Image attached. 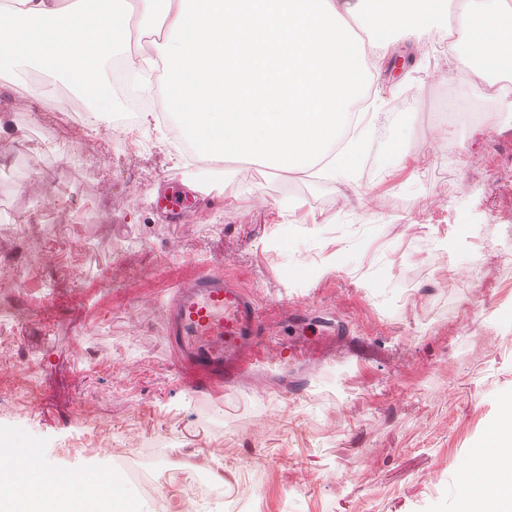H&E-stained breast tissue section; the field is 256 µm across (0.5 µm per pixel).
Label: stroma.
Here are the masks:
<instances>
[{"label":"stroma","mask_w":512,"mask_h":512,"mask_svg":"<svg viewBox=\"0 0 512 512\" xmlns=\"http://www.w3.org/2000/svg\"><path fill=\"white\" fill-rule=\"evenodd\" d=\"M472 81L435 33L393 40L347 177L196 166L151 65L126 78L134 153L105 114L60 143L48 95L92 112L63 79L0 80V445L60 474L156 459L157 512L200 476L202 512H461L460 465L512 397V106ZM162 180L219 199L170 224ZM202 267L263 313L264 361L219 398L166 336L169 287ZM84 432L98 451L65 450Z\"/></svg>","instance_id":"35a3bbf8"}]
</instances>
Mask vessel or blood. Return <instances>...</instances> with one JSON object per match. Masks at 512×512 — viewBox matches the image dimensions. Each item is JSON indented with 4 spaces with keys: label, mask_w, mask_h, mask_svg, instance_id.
<instances>
[{
    "label": "vessel or blood",
    "mask_w": 512,
    "mask_h": 512,
    "mask_svg": "<svg viewBox=\"0 0 512 512\" xmlns=\"http://www.w3.org/2000/svg\"><path fill=\"white\" fill-rule=\"evenodd\" d=\"M194 192L171 189L158 197L159 207L178 215L190 209ZM262 313L251 294L213 269L175 284L167 304V336L186 373L191 389L226 388L237 375L265 358L261 336ZM16 470V481L6 494H23L30 470L26 452L17 448L8 454ZM495 463L485 448L475 449L462 468L471 475L472 497L484 491V475Z\"/></svg>",
    "instance_id": "obj_1"
}]
</instances>
